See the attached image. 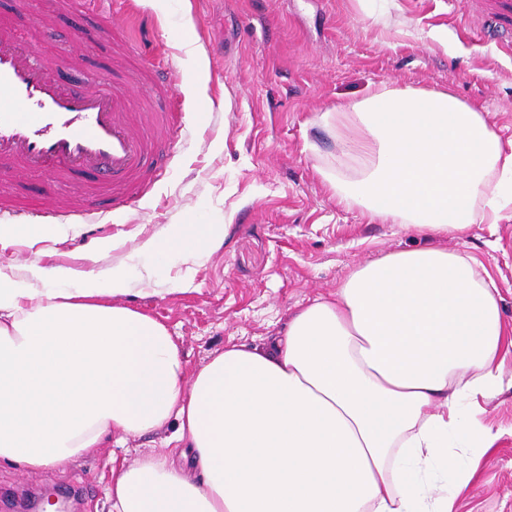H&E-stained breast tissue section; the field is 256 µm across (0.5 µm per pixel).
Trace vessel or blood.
<instances>
[{
    "label": "vessel or blood",
    "mask_w": 512,
    "mask_h": 512,
    "mask_svg": "<svg viewBox=\"0 0 512 512\" xmlns=\"http://www.w3.org/2000/svg\"><path fill=\"white\" fill-rule=\"evenodd\" d=\"M456 7L472 19L471 34L493 35L512 53V0H458ZM90 56L82 42L65 64L46 63L37 43L0 23V172L46 179L35 206L0 198L1 222L88 224L98 200L122 211L152 182L147 160L162 135L173 134L174 115L136 112L132 104L149 88L166 85L167 76L144 62L118 77L108 61L96 83L74 89L64 73L85 67Z\"/></svg>",
    "instance_id": "1"
}]
</instances>
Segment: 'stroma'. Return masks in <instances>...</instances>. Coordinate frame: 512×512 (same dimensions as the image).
I'll use <instances>...</instances> for the list:
<instances>
[{"label":"stroma","instance_id":"1","mask_svg":"<svg viewBox=\"0 0 512 512\" xmlns=\"http://www.w3.org/2000/svg\"><path fill=\"white\" fill-rule=\"evenodd\" d=\"M130 11L94 12L69 0L49 41L47 58L67 55L82 39L109 56V31L128 30L137 57L170 73L172 87L195 94L172 108L179 125L152 166L157 178L124 212L105 211L90 236L114 235L99 264L132 258L135 245L167 225L220 224L224 239L198 257L154 262L145 290L126 304L166 324L189 368L231 344L254 345L276 335L289 316L319 294L335 291L357 265L386 253L424 246L396 224L369 221L339 206L316 172L337 152L316 117L365 97L382 82L445 89L484 112L503 141H512V56L491 42L465 37L467 17L448 0H134ZM55 0H0V20L25 38ZM206 107L218 120L199 126ZM0 264L24 265L29 250L68 263L74 232L33 237L21 225L0 234ZM440 246L473 258L494 280L512 324V219L472 225ZM481 421L498 439L477 463L456 512H512V390L485 401ZM174 426L117 439L65 472L21 474L0 464V512L49 490L69 512H110L106 490L113 462H135L163 448Z\"/></svg>","mask_w":512,"mask_h":512}]
</instances>
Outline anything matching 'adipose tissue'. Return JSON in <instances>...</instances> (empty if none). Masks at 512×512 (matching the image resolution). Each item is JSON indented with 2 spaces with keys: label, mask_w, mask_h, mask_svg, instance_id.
I'll list each match as a JSON object with an SVG mask.
<instances>
[{
  "label": "adipose tissue",
  "mask_w": 512,
  "mask_h": 512,
  "mask_svg": "<svg viewBox=\"0 0 512 512\" xmlns=\"http://www.w3.org/2000/svg\"><path fill=\"white\" fill-rule=\"evenodd\" d=\"M337 203L428 246L356 266L255 346L188 370L168 327L129 307L127 266L0 264V463L63 470L115 433L176 424L180 453L112 468V512H455L512 389V327L490 276L432 246L512 204V152L443 90L374 86L322 113ZM355 166L353 177L340 171ZM220 224H171L136 255L200 256Z\"/></svg>",
  "instance_id": "ef3b65f1"
}]
</instances>
